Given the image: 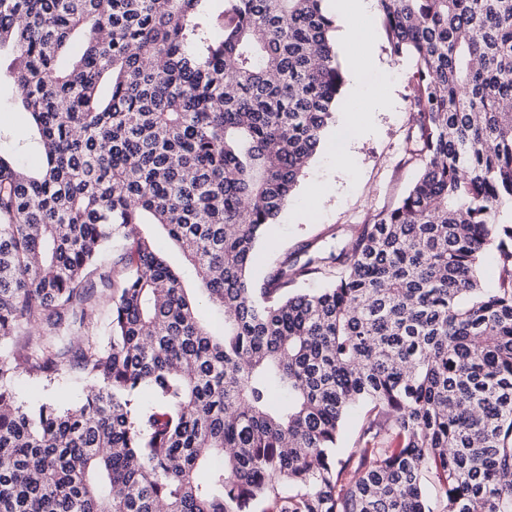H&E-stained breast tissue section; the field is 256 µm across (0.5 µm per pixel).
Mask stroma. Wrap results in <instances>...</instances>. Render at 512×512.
Listing matches in <instances>:
<instances>
[{
    "instance_id": "35a3bbf8",
    "label": "stroma",
    "mask_w": 512,
    "mask_h": 512,
    "mask_svg": "<svg viewBox=\"0 0 512 512\" xmlns=\"http://www.w3.org/2000/svg\"><path fill=\"white\" fill-rule=\"evenodd\" d=\"M362 24L373 34L368 58L360 61L341 53L337 60L348 75L364 68L365 83L360 88L345 84L335 123L362 121L371 131L352 142L356 162L349 168L342 166L329 146L321 147L278 223L259 242L255 277H262L273 259L301 244L309 242L314 249L327 251L351 243L374 214L396 207L420 174L421 164L411 154L409 142L417 95L411 78L415 62L391 55L379 14L363 18ZM371 96L386 98L387 108L363 114L361 103ZM26 134V117L13 88L1 80L0 148L34 167L40 156ZM87 387L86 380L72 373L49 384L25 375L14 382L16 395L30 406L47 400L71 406L82 400Z\"/></svg>"
}]
</instances>
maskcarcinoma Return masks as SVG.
Masks as SVG:
<instances>
[{"mask_svg": "<svg viewBox=\"0 0 512 512\" xmlns=\"http://www.w3.org/2000/svg\"><path fill=\"white\" fill-rule=\"evenodd\" d=\"M207 2L0 0L42 157L0 151V512H512V0H378L421 173L259 281L345 76L324 0ZM66 367L80 404L17 400ZM154 231L157 233V246L161 253L165 256L172 267L178 270L185 279L191 281L194 274L191 267L184 261L182 253L162 231L159 229H154ZM502 271L498 255L495 250L488 252L480 266V277L487 288H497L501 279Z\"/></svg>", "mask_w": 512, "mask_h": 512, "instance_id": "cac0c4a2", "label": "carcinoma"}]
</instances>
